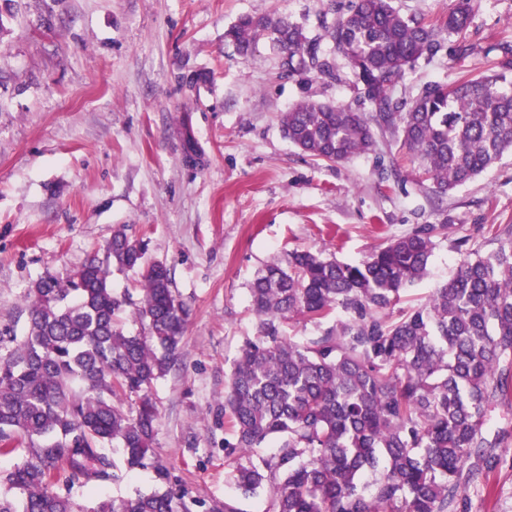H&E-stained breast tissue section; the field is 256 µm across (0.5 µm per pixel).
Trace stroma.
I'll return each mask as SVG.
<instances>
[{
    "label": "stroma",
    "instance_id": "35a3bbf8",
    "mask_svg": "<svg viewBox=\"0 0 512 512\" xmlns=\"http://www.w3.org/2000/svg\"><path fill=\"white\" fill-rule=\"evenodd\" d=\"M350 3L0 0V354L25 333L31 285L102 255L118 225L170 269L189 311L174 364L150 388L153 466L128 470L120 443L106 444L118 478L73 489L77 503L170 489L193 512L228 501L263 512L264 496L241 494L224 455V385L256 331L257 273L295 250L350 262L423 224L475 237L480 225L512 219L510 152L439 198L389 131L375 129L372 151L342 162L312 159L285 137L282 113L305 99L368 110L362 84L340 56L337 79L285 77L267 41L243 57L224 33L239 16L276 14L320 38ZM470 8L465 40L444 37L397 96L485 72L512 47V0ZM454 236L436 238L408 306L451 277ZM501 455L469 512H512V445Z\"/></svg>",
    "mask_w": 512,
    "mask_h": 512
}]
</instances>
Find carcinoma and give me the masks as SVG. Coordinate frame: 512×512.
Here are the masks:
<instances>
[{
    "instance_id": "carcinoma-1",
    "label": "carcinoma",
    "mask_w": 512,
    "mask_h": 512,
    "mask_svg": "<svg viewBox=\"0 0 512 512\" xmlns=\"http://www.w3.org/2000/svg\"><path fill=\"white\" fill-rule=\"evenodd\" d=\"M470 16V0H456L442 25L405 17L390 0H356L324 26L327 51L284 16L243 15L224 38L241 55L269 40L286 76L334 80V57L346 58L372 114L302 100L281 116L286 137L341 162L372 149V125L392 130L440 197L512 152L507 48L488 75L427 85L411 102L395 96L441 32L462 37ZM450 230L424 224L354 263L296 250L287 267L272 263L254 280L257 335L244 340L224 391L233 427L224 452L244 495L265 490L264 512H467L468 490L488 487L498 449L512 439L485 428L495 409L512 407V222L482 225L480 242L456 238L448 282L424 306L394 313L426 275L434 239ZM114 269L139 275V301L114 292ZM171 285L167 266L146 262L124 226L103 257L34 283L26 334L0 354V454L22 452L0 472V512H79L70 490L114 478L99 451L114 440L129 467L146 466L157 417L149 388L174 361L188 316ZM128 307L143 332L119 326ZM293 319L325 328L302 340L283 335ZM270 440L276 450L260 453ZM89 512L189 508L165 490Z\"/></svg>"
}]
</instances>
